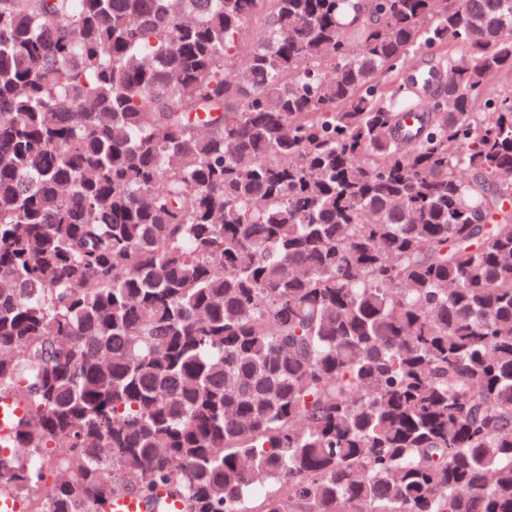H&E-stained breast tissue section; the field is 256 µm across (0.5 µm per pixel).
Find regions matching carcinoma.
I'll use <instances>...</instances> for the list:
<instances>
[{"instance_id":"obj_1","label":"carcinoma","mask_w":512,"mask_h":512,"mask_svg":"<svg viewBox=\"0 0 512 512\" xmlns=\"http://www.w3.org/2000/svg\"><path fill=\"white\" fill-rule=\"evenodd\" d=\"M508 2L0 0V498L512 512ZM406 76L415 83L417 90L424 96H426L428 88L437 84H443L445 79V75H442V73L432 71L423 66H411L407 68Z\"/></svg>"}]
</instances>
